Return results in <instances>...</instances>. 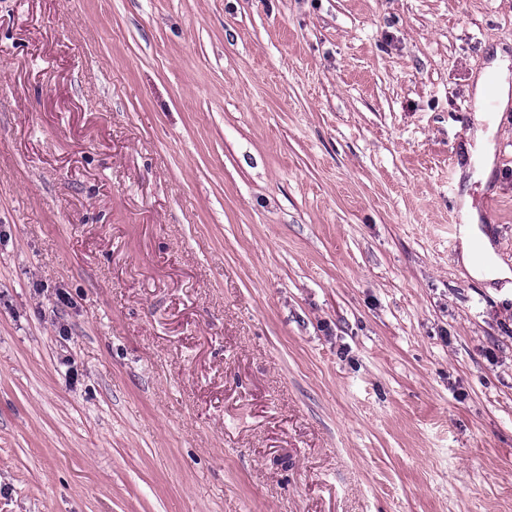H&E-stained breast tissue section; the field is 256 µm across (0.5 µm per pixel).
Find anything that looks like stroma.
<instances>
[{"mask_svg": "<svg viewBox=\"0 0 512 512\" xmlns=\"http://www.w3.org/2000/svg\"><path fill=\"white\" fill-rule=\"evenodd\" d=\"M512 0H0V512H512ZM502 52H496L495 59L492 62V68H490L488 73H482L476 80L475 88H474V99L475 105L477 107V115L476 119L478 122L484 121V117L481 114L480 107L484 100V97L488 91V77L490 75L495 76L497 81V97L500 101L501 107L505 108L510 101V83L508 81V72H507V61ZM467 135L471 137L474 146L468 143L466 148L472 153L473 158L478 157L482 160V176L484 179L488 178L494 161L491 133L489 130L484 131L481 125H477L473 133L471 134V132H469Z\"/></svg>", "mask_w": 512, "mask_h": 512, "instance_id": "1", "label": "stroma"}]
</instances>
